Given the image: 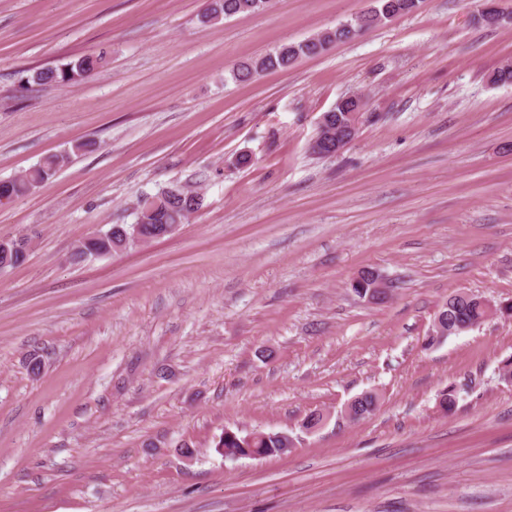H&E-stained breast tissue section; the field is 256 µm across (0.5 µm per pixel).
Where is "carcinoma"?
Returning a JSON list of instances; mask_svg holds the SVG:
<instances>
[{"instance_id": "1", "label": "carcinoma", "mask_w": 512, "mask_h": 512, "mask_svg": "<svg viewBox=\"0 0 512 512\" xmlns=\"http://www.w3.org/2000/svg\"><path fill=\"white\" fill-rule=\"evenodd\" d=\"M376 6L363 12L349 21L334 28L322 30L311 37L293 43L280 45L264 55L249 62L237 65L228 70L224 80L237 83H248L269 73L286 71L300 58L313 57L321 54L327 45L334 42L351 40L350 33H359L383 24L398 15L415 12L421 0H375ZM272 0H207L206 7L198 15L199 23L213 26L224 19L237 15H252L266 11ZM107 65L104 55H85L62 67H46L32 71L25 78V83L37 85H62L79 81L98 69ZM361 104V99L350 96L336 102L334 108L323 113L327 123L324 131L316 130L328 136L331 143H336V137L329 136L347 121L350 107ZM68 155L52 154L45 157L39 164L32 167L24 175L0 182V200L5 198L12 201L31 193L39 186L50 181L57 170L66 162ZM203 196L194 190L178 185L165 188L153 196L144 198L136 212V223L144 227L157 228L163 224L181 225L188 222L191 215L201 210ZM131 224H114L99 234H94L81 241L71 254V261L80 263L90 257L109 254L122 250L135 243L132 237ZM448 307L440 310V324L448 327L456 321L467 322L483 318V312L477 305L462 298L451 296L447 301ZM253 441L246 442L247 436L228 433L221 436L217 447L224 449V456L232 458L238 454L253 459H261L278 454L283 447L280 433H252Z\"/></svg>"}]
</instances>
